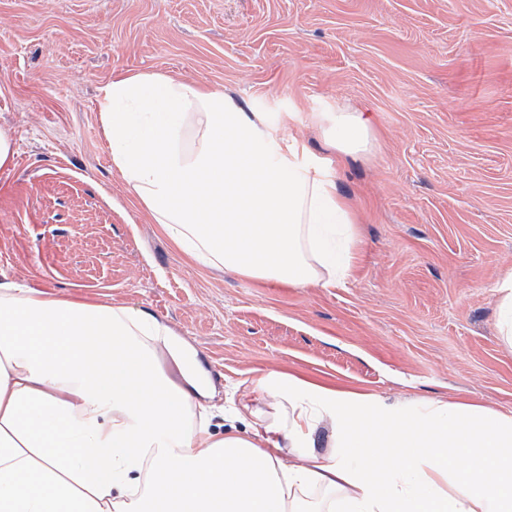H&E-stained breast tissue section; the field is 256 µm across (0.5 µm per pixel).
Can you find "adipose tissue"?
Here are the masks:
<instances>
[{"mask_svg": "<svg viewBox=\"0 0 512 512\" xmlns=\"http://www.w3.org/2000/svg\"><path fill=\"white\" fill-rule=\"evenodd\" d=\"M112 163L175 244L252 279L349 277L356 214L337 185L361 112H318L329 156L231 96L169 74L111 78ZM271 411L211 402L193 348L151 315L0 282V512H512V415L429 402L413 418L267 372ZM465 467H458V459Z\"/></svg>", "mask_w": 512, "mask_h": 512, "instance_id": "ef3b65f1", "label": "adipose tissue"}]
</instances>
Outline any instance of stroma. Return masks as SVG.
<instances>
[{"mask_svg":"<svg viewBox=\"0 0 512 512\" xmlns=\"http://www.w3.org/2000/svg\"><path fill=\"white\" fill-rule=\"evenodd\" d=\"M157 71L224 91L328 148L317 112L377 137L338 170L359 214L327 288L201 265L112 165L102 89ZM0 281L165 323L232 407L274 370L400 405L512 411L495 285L512 271V0H0Z\"/></svg>","mask_w":512,"mask_h":512,"instance_id":"1","label":"stroma"}]
</instances>
